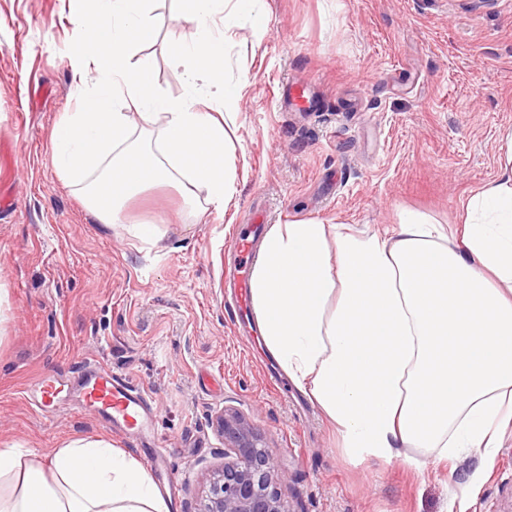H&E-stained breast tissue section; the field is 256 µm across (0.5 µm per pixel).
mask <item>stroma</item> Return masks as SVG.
Wrapping results in <instances>:
<instances>
[{
  "instance_id": "35a3bbf8",
  "label": "stroma",
  "mask_w": 512,
  "mask_h": 512,
  "mask_svg": "<svg viewBox=\"0 0 512 512\" xmlns=\"http://www.w3.org/2000/svg\"><path fill=\"white\" fill-rule=\"evenodd\" d=\"M156 36L140 55L159 93L182 98L174 45L201 33L176 0H151ZM235 0L215 7L224 75L244 85L227 119L231 196L196 218L175 188L128 203L131 222L160 224L151 244L95 219L53 160L52 132L78 111L72 52L82 31L70 0H0V444L44 456L71 439L140 451L88 411L41 413L25 397L46 373L85 362L128 374L154 405L155 437L179 483L169 512H197L224 462L214 418L247 417L281 477L288 512H512V427L478 487L468 454L421 469L408 449L351 460L322 409L263 336L233 326L224 259L239 226L316 220L390 233L404 211L464 220L470 191L500 173L512 130V0ZM309 84L284 109L283 85Z\"/></svg>"
}]
</instances>
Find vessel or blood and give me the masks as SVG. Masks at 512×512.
I'll return each mask as SVG.
<instances>
[{"label": "vessel or blood", "mask_w": 512, "mask_h": 512, "mask_svg": "<svg viewBox=\"0 0 512 512\" xmlns=\"http://www.w3.org/2000/svg\"><path fill=\"white\" fill-rule=\"evenodd\" d=\"M263 220H254L246 229L236 235L235 251L239 263L235 267L237 292L233 303L236 321L254 318L250 302V282L246 273L248 260L256 238L264 234ZM70 384L76 403L80 408L94 412L96 417L109 425L117 435L140 440L145 438L153 422V403L145 390L136 386L123 373L103 366L88 363L81 367L73 382H66L63 376L50 375L36 383L35 405L39 411L59 410L61 402L59 389Z\"/></svg>", "instance_id": "1"}]
</instances>
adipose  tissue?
<instances>
[{"label": "adipose tissue", "mask_w": 512, "mask_h": 512, "mask_svg": "<svg viewBox=\"0 0 512 512\" xmlns=\"http://www.w3.org/2000/svg\"><path fill=\"white\" fill-rule=\"evenodd\" d=\"M84 41L73 55L81 107L56 128L53 155L100 224L155 243L156 224H123L126 203L174 185L196 215L223 210L229 181L221 123L197 107L199 85L224 84L215 0H179L199 40L174 46L185 95L158 93L142 45L148 0H71ZM144 115L137 124L135 115ZM501 176L463 202L449 228L401 214L393 234L318 221L277 224L252 277L264 339L295 385L339 430L351 459L389 461L407 447L490 460L512 426V132ZM0 512H168L141 463L77 438L39 459L0 447Z\"/></svg>", "instance_id": "ef3b65f1"}]
</instances>
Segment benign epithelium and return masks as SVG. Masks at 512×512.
I'll use <instances>...</instances> for the list:
<instances>
[{
	"label": "benign epithelium",
	"mask_w": 512,
	"mask_h": 512,
	"mask_svg": "<svg viewBox=\"0 0 512 512\" xmlns=\"http://www.w3.org/2000/svg\"><path fill=\"white\" fill-rule=\"evenodd\" d=\"M215 423L226 462L211 477L197 512H286L278 472L250 421L226 410Z\"/></svg>",
	"instance_id": "1"
}]
</instances>
